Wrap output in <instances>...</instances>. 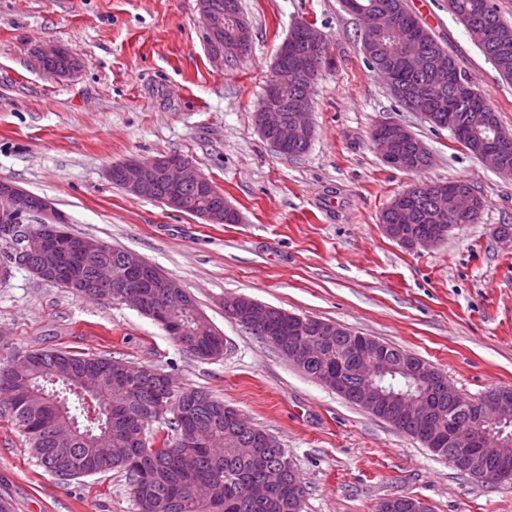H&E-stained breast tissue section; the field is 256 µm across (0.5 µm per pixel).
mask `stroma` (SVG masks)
<instances>
[{
  "mask_svg": "<svg viewBox=\"0 0 512 512\" xmlns=\"http://www.w3.org/2000/svg\"><path fill=\"white\" fill-rule=\"evenodd\" d=\"M240 3L251 50L217 65L197 0H0V179L51 199L74 233L135 251L179 281L226 349L192 357L130 304L76 297L22 269L0 284V336L14 352L114 357L210 392L287 449L307 485L303 512H376L397 496L422 499L430 512H512V484L461 474L225 314V298L244 295L410 351L464 397L512 388V177L392 95L342 0ZM406 3L512 133V81L448 0ZM299 21L321 32L329 63L312 88L311 145L289 158L262 138L255 114ZM50 42L80 61L76 74L36 69L32 50ZM387 121L423 141L427 170L384 162L371 132ZM173 154L214 182L239 223L128 195L106 176L130 158ZM456 180L484 198L476 223L429 249L385 235L381 214L397 194ZM0 498L12 512H137L122 473L55 476L4 418Z\"/></svg>",
  "mask_w": 512,
  "mask_h": 512,
  "instance_id": "stroma-1",
  "label": "stroma"
}]
</instances>
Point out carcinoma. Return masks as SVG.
<instances>
[{
	"label": "carcinoma",
	"instance_id": "1",
	"mask_svg": "<svg viewBox=\"0 0 512 512\" xmlns=\"http://www.w3.org/2000/svg\"><path fill=\"white\" fill-rule=\"evenodd\" d=\"M376 12L390 15L397 24L393 30H382L361 35L362 41H371L378 49L381 65L393 70L395 80L412 96L411 105L422 112H431L441 119L440 128L453 124L454 139L471 154L477 153V142L489 132L484 130L481 116L493 111L487 95L472 91L467 96L459 93V83L466 81L457 61H452L453 76L430 67L410 71L401 64L400 32L420 35L419 45L431 57L445 47L407 7L405 0H356ZM450 11L466 27L488 26L497 31L494 40L480 46L497 70L512 79V25L499 15L492 0H448ZM78 61L69 53L51 56L45 60V72L58 75L74 67ZM311 86L301 74L288 77V91L280 103L284 114H290L292 101L309 96ZM400 151L411 160L409 171L419 172L429 166L431 156L419 152L415 140L399 144ZM184 200L182 211L200 216L217 213L224 223H238L239 214L224 200V194L213 184L184 186L175 192L162 177L154 178L144 198L161 203L172 194ZM452 203L428 190V185L414 187L410 197L397 209L387 208L382 223L398 226L412 236L428 234L436 224L467 223L458 220L449 209ZM199 307L190 299L186 306H174L172 323L161 327L174 339L192 345L202 359L224 355V337L213 331L209 320L197 317ZM287 312L268 308L266 323L245 327L270 343L271 329L288 336ZM302 361L298 365L305 374L320 379L326 368L341 362L349 365L353 356L350 338L340 334L336 338L313 339L299 344ZM391 363L403 364L414 370L422 359L408 351L386 346ZM69 359L91 367L77 378L63 381L58 376V361ZM117 361L108 357L79 355L67 350H33L11 353L0 360V387L13 389L15 401L0 412L26 438L39 463L55 473L59 463H66L88 475L105 474L114 470L125 474L139 512H294L296 498L305 495V485L291 462L288 451L264 430L253 424L236 421L234 409L200 390L173 391L171 399L176 410L169 415H155L157 398L168 392L166 380L151 376L152 368H143L140 377L120 378ZM342 396L359 403L364 380L351 369H346ZM386 391L414 393L417 386L431 391L434 399L447 410L453 424L462 430H478L474 403L479 398L507 393L512 388H495L479 398H466L458 393L448 379L433 371L432 379L417 383L413 377L398 372L381 382ZM94 386L101 392L107 415L102 421H90L81 392ZM377 417L396 429L413 435L417 426L413 420L400 416V407L392 402L384 404ZM150 424L148 447H142L140 433L144 424ZM112 434L109 458L101 457L94 447L100 434L99 425ZM253 448L256 456H237L233 449ZM277 466L282 469L281 483L270 489L263 499L250 495L253 484L263 479L264 469ZM221 481L224 492L219 502L205 505L197 500L193 489L203 483Z\"/></svg>",
	"mask_w": 512,
	"mask_h": 512
}]
</instances>
